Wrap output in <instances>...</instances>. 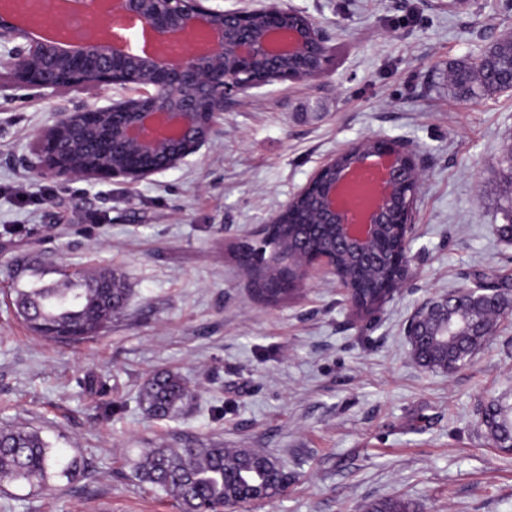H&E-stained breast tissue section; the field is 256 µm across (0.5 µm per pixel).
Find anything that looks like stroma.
Masks as SVG:
<instances>
[{"mask_svg":"<svg viewBox=\"0 0 512 512\" xmlns=\"http://www.w3.org/2000/svg\"><path fill=\"white\" fill-rule=\"evenodd\" d=\"M329 35L319 77L276 81L227 104L176 168L135 184L51 178L36 138L60 113L120 88L52 96L0 68V429L39 432L74 480L0 486V512H179L140 483L148 448L219 443L276 458L282 496L238 512H356L390 495L420 512H512V452L479 425L512 399V314L453 373L412 358L406 325L426 301L482 281L512 294L497 233L512 185V91L465 103L452 63L512 36V0H281ZM405 140L424 168L410 276L374 320L317 274L287 300L259 298L230 243L257 237L326 159L369 137ZM114 273L130 290L100 336L52 344L25 328L15 291L60 272ZM177 372L192 399L149 416L141 385Z\"/></svg>","mask_w":512,"mask_h":512,"instance_id":"1","label":"stroma"}]
</instances>
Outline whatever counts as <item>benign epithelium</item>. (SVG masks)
I'll return each mask as SVG.
<instances>
[{"label":"benign epithelium","instance_id":"1","mask_svg":"<svg viewBox=\"0 0 512 512\" xmlns=\"http://www.w3.org/2000/svg\"><path fill=\"white\" fill-rule=\"evenodd\" d=\"M110 7L139 15L162 42L187 39L191 50L172 67L161 58L145 59L118 53L105 44L49 45L31 38L11 17L0 13V44H13L0 65L26 88L51 94L63 88H135L139 94L91 111L63 112L37 138V168L54 178L81 176L90 180L136 182L185 162L208 139L212 116L240 94L267 84L263 76L289 63L280 80L297 81L324 73L329 61L328 37L311 19L274 2L225 9L214 0H110ZM77 128L103 130L112 138V159L79 165L71 161L69 139ZM343 152L348 163L332 157L269 220L279 224L294 204L318 187L317 203L306 213L305 226L317 233L327 229L337 248L370 267L378 260L384 229L391 226L402 243L392 262L394 276L387 287L396 292L408 276L407 243L415 198L401 200L406 188L417 191L422 170L417 153L406 144L372 137ZM387 159V179L377 187L365 181L346 182V175L367 156ZM167 157L164 164L150 160ZM355 195L368 221L353 224L340 205L341 195ZM297 277L285 283L295 288L322 272L336 278L348 304L356 309L347 273L324 256H296Z\"/></svg>","mask_w":512,"mask_h":512}]
</instances>
